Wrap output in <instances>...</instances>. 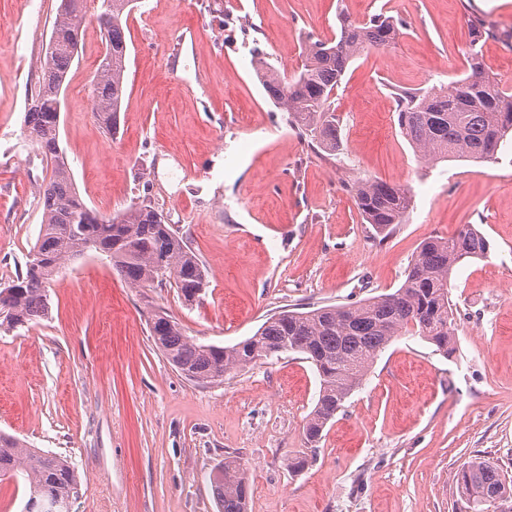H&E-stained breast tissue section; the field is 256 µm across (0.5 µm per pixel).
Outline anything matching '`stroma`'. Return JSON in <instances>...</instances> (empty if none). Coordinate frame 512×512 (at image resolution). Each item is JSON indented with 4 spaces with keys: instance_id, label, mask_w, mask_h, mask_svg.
Segmentation results:
<instances>
[{
    "instance_id": "stroma-1",
    "label": "stroma",
    "mask_w": 512,
    "mask_h": 512,
    "mask_svg": "<svg viewBox=\"0 0 512 512\" xmlns=\"http://www.w3.org/2000/svg\"><path fill=\"white\" fill-rule=\"evenodd\" d=\"M59 0H0V284L24 271L42 225L46 162L29 139ZM87 0L84 49L69 72L59 145L86 205L109 217L151 202L207 272L193 303L134 288L105 256L71 261L48 288V317L0 327V431L68 458L72 512H217L213 476L238 455L249 512H455L472 457L512 473V139L496 162L423 163L401 134L391 89L449 85L467 70L471 16L491 28L489 74L512 89V0H134L126 94L115 133L81 100L103 51ZM401 24L395 44L355 59L333 97L340 147L313 148L267 98L253 60L282 76L307 38H332L337 13ZM194 30L177 63L169 45ZM410 188L403 223L378 240L345 184ZM472 224L487 258L451 277L455 349L395 337L327 425L302 426L319 392L314 366L287 353L223 383L198 385L150 335L162 309L201 344L232 346L288 306L393 292L420 243ZM304 469L293 470L298 458Z\"/></svg>"
}]
</instances>
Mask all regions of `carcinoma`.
<instances>
[{"label": "carcinoma", "mask_w": 512, "mask_h": 512, "mask_svg": "<svg viewBox=\"0 0 512 512\" xmlns=\"http://www.w3.org/2000/svg\"><path fill=\"white\" fill-rule=\"evenodd\" d=\"M107 3L97 23L108 15L102 35L105 52L94 79V117L108 132L116 127L126 87L128 45L125 28L132 0ZM84 0H60L52 24L40 78L31 94L24 123L29 136L51 164L40 188L43 205L41 235L29 252L25 272L0 290V318L16 328L49 313L47 288L68 261L94 251L109 258L112 268L134 288L173 284L187 303L207 287V276L169 215L145 202L135 203L110 218L89 209L77 192L70 165L59 145L61 91L72 63L84 47ZM336 35L309 39L305 61L288 80L260 58L256 75L271 102L289 115L290 124L308 135L321 150L339 149V122L332 95L351 62L372 48H385L399 35L397 22L377 14L365 22L337 15ZM473 38L465 77L445 90H401L395 94L397 123L418 157L428 164L448 160L487 162L512 136V95L485 72L480 42L489 34L484 20L470 19ZM365 223L387 235L402 223L413 206L411 190L402 185L363 179L346 185ZM489 239L465 224L452 237L424 239L405 280L395 291L355 304L326 305L309 311L285 308L268 317L255 334L233 346L205 345L185 334L179 322L160 309L150 316L157 348L185 378L220 383L224 375L274 354L306 356L320 378L316 404L303 427L305 443L315 447L343 402L362 385L374 359L392 339L413 332L446 355L454 350L450 275L464 259H482ZM23 478L30 488L24 512H70L78 481L64 457L28 448L12 435L0 433V479ZM462 512H512V477L495 461L482 456L457 471ZM218 512H247L250 487L241 458L224 455L212 481Z\"/></svg>", "instance_id": "carcinoma-1"}]
</instances>
